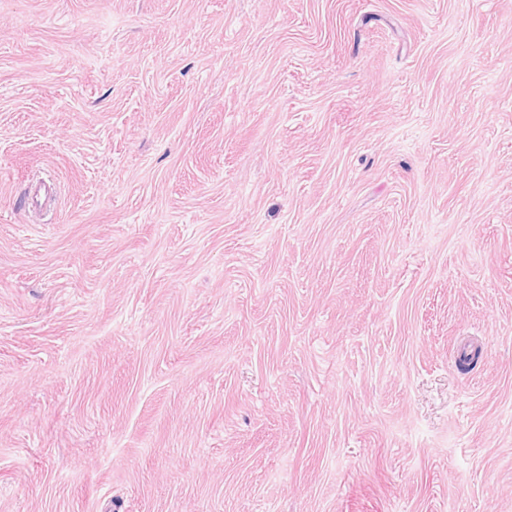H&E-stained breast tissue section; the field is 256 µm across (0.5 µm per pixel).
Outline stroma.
I'll return each mask as SVG.
<instances>
[{"instance_id": "35a3bbf8", "label": "stroma", "mask_w": 512, "mask_h": 512, "mask_svg": "<svg viewBox=\"0 0 512 512\" xmlns=\"http://www.w3.org/2000/svg\"><path fill=\"white\" fill-rule=\"evenodd\" d=\"M0 512H512V0H0Z\"/></svg>"}]
</instances>
